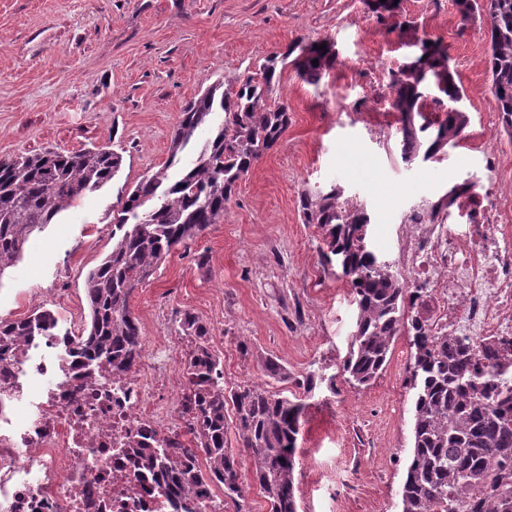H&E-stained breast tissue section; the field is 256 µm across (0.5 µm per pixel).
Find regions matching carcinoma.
I'll use <instances>...</instances> for the list:
<instances>
[{
    "label": "carcinoma",
    "mask_w": 512,
    "mask_h": 512,
    "mask_svg": "<svg viewBox=\"0 0 512 512\" xmlns=\"http://www.w3.org/2000/svg\"><path fill=\"white\" fill-rule=\"evenodd\" d=\"M455 5L462 21L479 17L488 24L491 92L503 129L512 133V0H455ZM418 43L417 54L389 72L391 107L400 115L394 145L405 163H433L442 149L464 138L470 116L456 111L463 93L440 40L426 36ZM337 58L327 38L299 40L266 58L238 90L219 81L185 105L170 137L166 166L118 200L112 250L86 276L90 321L71 353L100 373L119 376L130 368L143 349L140 323L130 309L132 294L174 250L223 220L238 181L291 123L288 104L273 98L280 81L277 67L289 64L317 86ZM217 112L224 118L192 165L170 176ZM122 163L123 156L108 147L1 159L0 275L21 258L35 230L109 184ZM483 195L489 192L480 182H454L436 199L412 208L406 223L433 224L468 201L474 205L468 219L476 224ZM300 207L304 223L321 229L325 259L336 261L354 294L355 330L343 365L350 384L370 385L388 365L396 338L405 335L409 341L415 397L401 512H512V365L496 362L489 344L479 346L466 336H430L417 325L407 282L368 249L371 219L363 204L343 198V190L332 186L327 192H302ZM55 326L49 310L22 320L1 319L0 356ZM179 327L192 342L183 374L189 386L186 407L195 412V421L186 442L172 448L159 450L147 436L130 442L127 453L137 466L133 483L159 488L175 512H209L217 489L235 503L242 499L239 461L226 439L231 409L237 443L251 460L252 485L269 512H298L294 472L305 405L255 383L224 388V368L211 349L207 326L186 311Z\"/></svg>",
    "instance_id": "cac0c4a2"
}]
</instances>
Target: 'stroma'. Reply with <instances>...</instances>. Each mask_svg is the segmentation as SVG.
<instances>
[{"mask_svg": "<svg viewBox=\"0 0 512 512\" xmlns=\"http://www.w3.org/2000/svg\"><path fill=\"white\" fill-rule=\"evenodd\" d=\"M484 23H461L454 0H401L378 22L364 0H0V158L108 146L123 164L104 190L75 201L34 233L0 275V318L39 309L85 330L84 280L112 249L122 189L160 169L184 105L214 82L243 78L271 53L330 38L338 62L319 85L284 70L275 90L291 124L238 183L224 219L171 253L132 295L145 348L180 352L179 318L210 329L224 385L268 383L302 399L298 512H401L411 448L406 337L371 385L346 380L356 320L351 289L322 259V233L304 223L305 190L343 189L371 216L369 244L395 261V230L410 209L471 171L493 204L512 199V137L490 89ZM448 48L471 121L449 159L412 164L387 143L398 125L389 72L423 35ZM285 380L266 379V359Z\"/></svg>", "mask_w": 512, "mask_h": 512, "instance_id": "obj_1", "label": "stroma"}]
</instances>
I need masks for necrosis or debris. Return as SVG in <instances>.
Here are the masks:
<instances>
[{
  "mask_svg": "<svg viewBox=\"0 0 512 512\" xmlns=\"http://www.w3.org/2000/svg\"><path fill=\"white\" fill-rule=\"evenodd\" d=\"M483 210L477 224L404 225L398 262L430 335L490 342L512 360V209ZM68 351L50 331L0 360V512H174L135 494L126 448L141 433L185 441L193 415L176 360L161 346L122 377L89 381Z\"/></svg>",
  "mask_w": 512,
  "mask_h": 512,
  "instance_id": "4bbe7bcc",
  "label": "necrosis or debris"
}]
</instances>
